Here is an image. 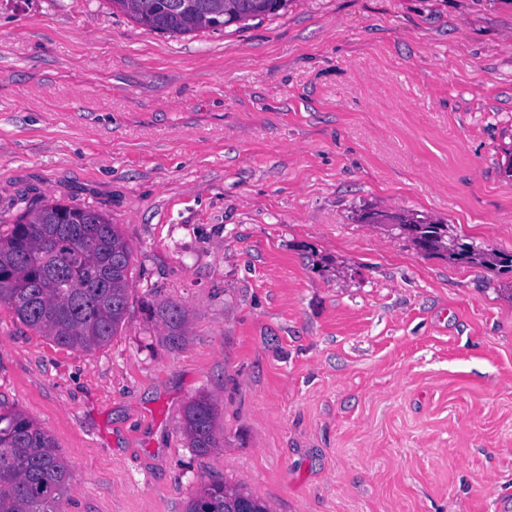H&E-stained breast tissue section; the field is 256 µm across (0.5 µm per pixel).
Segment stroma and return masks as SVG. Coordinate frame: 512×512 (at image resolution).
<instances>
[{
  "mask_svg": "<svg viewBox=\"0 0 512 512\" xmlns=\"http://www.w3.org/2000/svg\"><path fill=\"white\" fill-rule=\"evenodd\" d=\"M53 200L132 250L102 348L0 305V403L68 462L60 512H185L212 480L272 512H512V271L361 220L512 252V0H289L174 37L0 0V237ZM421 218L404 217L399 224H394L405 235L415 249L426 255H441L448 260L465 263L485 271L510 268L512 271V254L493 249L475 248L452 235L448 224L439 221L420 220ZM159 316L170 330V340L179 343L182 339L183 327L186 322L185 310L175 303H165L160 307ZM213 403L207 396H199L190 401L184 411V431L189 448L197 455H207L217 448L213 426Z\"/></svg>",
  "mask_w": 512,
  "mask_h": 512,
  "instance_id": "obj_1",
  "label": "stroma"
}]
</instances>
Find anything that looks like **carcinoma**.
<instances>
[{
    "mask_svg": "<svg viewBox=\"0 0 512 512\" xmlns=\"http://www.w3.org/2000/svg\"><path fill=\"white\" fill-rule=\"evenodd\" d=\"M288 0H112L137 23L164 34L201 29L276 14ZM415 249L485 271L512 269V254L476 248L439 221L404 217L396 225ZM132 251L117 225L102 213L60 203L15 221L0 237V304L26 326L56 344L91 351L108 344L125 321ZM170 340L182 339L185 310L160 307ZM214 408L206 396L190 401L184 431L196 454L218 447ZM70 470L54 439L27 414L0 409V512H58ZM187 512H271L261 499L227 482L203 484Z\"/></svg>",
    "mask_w": 512,
    "mask_h": 512,
    "instance_id": "carcinoma-1",
    "label": "carcinoma"
}]
</instances>
